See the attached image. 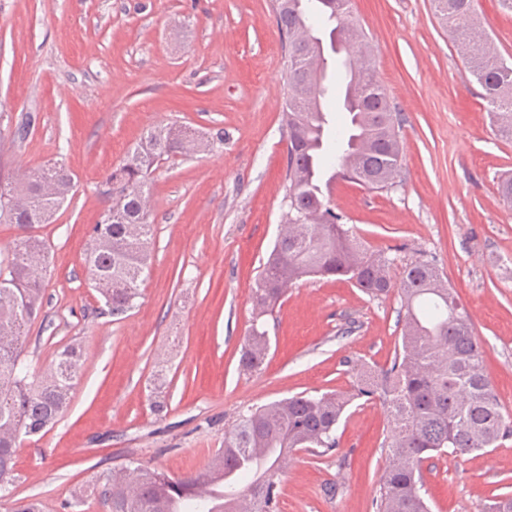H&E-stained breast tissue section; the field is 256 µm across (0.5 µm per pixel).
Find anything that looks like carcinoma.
Returning a JSON list of instances; mask_svg holds the SVG:
<instances>
[{
  "label": "carcinoma",
  "mask_w": 512,
  "mask_h": 512,
  "mask_svg": "<svg viewBox=\"0 0 512 512\" xmlns=\"http://www.w3.org/2000/svg\"><path fill=\"white\" fill-rule=\"evenodd\" d=\"M431 4L485 91L497 134L511 140L512 64L478 38L482 28L473 0ZM274 11L288 54V211L254 288L253 323L240 366L247 372L261 369L270 341L258 321L306 277L352 282L374 298L397 290L401 348L379 373L353 369L358 395L379 398L391 418L377 512H430L422 494L423 460L432 453L462 457L498 447L512 436V415L503 411L483 347L436 261L416 258L393 282L392 259L361 248L342 224L343 216L330 206L324 173L384 189L397 178L403 156L388 95L349 0H275ZM323 28L332 51L358 45L343 62L354 74L357 111L349 117L357 120L337 135L334 149L319 131L322 113L315 111L325 97V79L319 78L313 32ZM216 143H224V132L205 141L180 127H155L106 177L111 203L92 227L85 271L110 315L119 318L135 307L139 284L150 268L152 173ZM74 186L72 174L56 164L0 177V222L20 231L13 252L0 261L1 493L14 481L20 438L56 424L83 374L84 350L77 341L57 351L39 380L30 379L23 362L29 327L43 313L47 273V244L31 230L51 222ZM344 407L329 392L299 393L262 405L224 431L222 447L203 472L175 478L132 459L99 474L90 494L109 512H277L288 453L335 448ZM43 509L41 500L31 498L12 502L8 512Z\"/></svg>",
  "instance_id": "cac0c4a2"
}]
</instances>
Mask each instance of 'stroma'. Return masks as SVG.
Here are the masks:
<instances>
[{
  "mask_svg": "<svg viewBox=\"0 0 512 512\" xmlns=\"http://www.w3.org/2000/svg\"><path fill=\"white\" fill-rule=\"evenodd\" d=\"M475 14L512 63V15L498 0ZM399 122L401 171L380 191L336 181L331 205L393 273L419 255L470 316L493 388L512 413V209L497 190L512 142L491 126L430 0H351ZM288 63L272 0H0V171L64 163L75 187L53 223L46 319L30 328L26 364L41 376L71 341L83 376L61 419L21 438L16 499L64 512L101 472L137 459L172 477L197 474L241 412L298 393L333 391L347 405L337 447L293 451L279 512H375L390 419L357 394L352 364L376 370L401 341L397 293L298 281L262 323V369H239L252 290L288 209ZM36 117L22 142L13 130ZM186 126L223 144L159 167L150 184L153 262L137 306L107 314L84 273L107 174L156 126ZM165 407L154 411L153 393ZM431 512H484L512 495V437L422 464Z\"/></svg>",
  "mask_w": 512,
  "mask_h": 512,
  "instance_id": "35a3bbf8",
  "label": "stroma"
}]
</instances>
